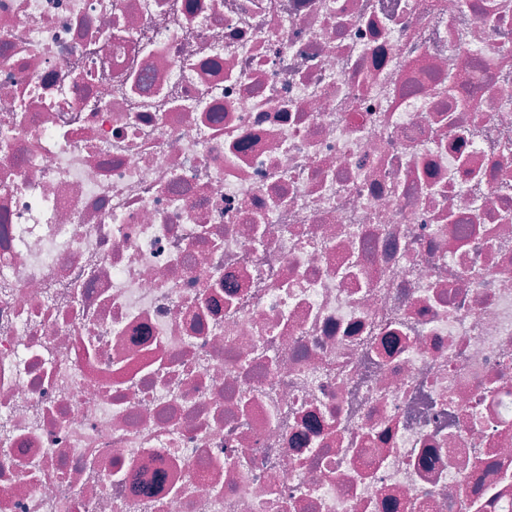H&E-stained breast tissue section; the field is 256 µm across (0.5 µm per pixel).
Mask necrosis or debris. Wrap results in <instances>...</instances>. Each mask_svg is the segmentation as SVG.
Masks as SVG:
<instances>
[{"instance_id": "necrosis-or-debris-1", "label": "necrosis or debris", "mask_w": 512, "mask_h": 512, "mask_svg": "<svg viewBox=\"0 0 512 512\" xmlns=\"http://www.w3.org/2000/svg\"><path fill=\"white\" fill-rule=\"evenodd\" d=\"M0 512H512V0H0Z\"/></svg>"}]
</instances>
